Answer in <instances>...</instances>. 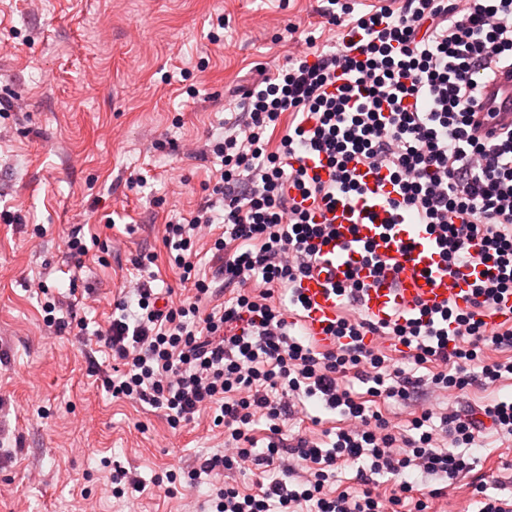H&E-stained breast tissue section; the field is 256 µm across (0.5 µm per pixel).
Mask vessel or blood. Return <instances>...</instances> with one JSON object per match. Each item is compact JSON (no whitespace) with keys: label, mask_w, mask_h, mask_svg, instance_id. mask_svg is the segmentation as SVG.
<instances>
[{"label":"vessel or blood","mask_w":512,"mask_h":512,"mask_svg":"<svg viewBox=\"0 0 512 512\" xmlns=\"http://www.w3.org/2000/svg\"><path fill=\"white\" fill-rule=\"evenodd\" d=\"M479 110L491 115L483 123V131L496 132L512 125L511 67L498 69L494 79L482 85ZM315 218L338 230L335 238L322 245L311 274L297 284L309 305L301 323L317 345L330 342L325 330L342 304L336 286L353 270L366 283L356 311L376 323L449 304L463 310L470 308L472 284L480 278L481 267L467 264L450 275L437 271V244L425 225L387 209L374 198L316 210ZM370 248L381 259L395 264V271L384 278L374 276L363 263Z\"/></svg>","instance_id":"1"}]
</instances>
